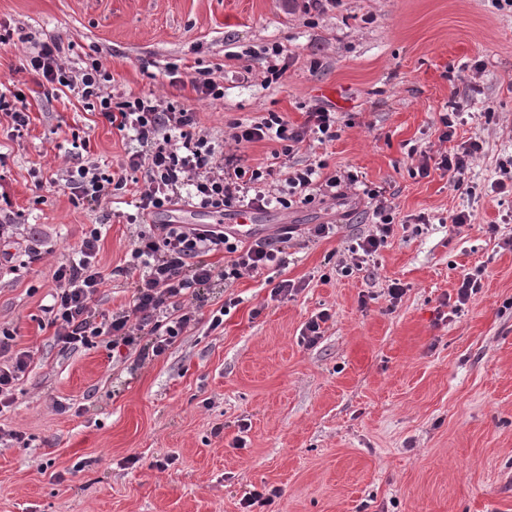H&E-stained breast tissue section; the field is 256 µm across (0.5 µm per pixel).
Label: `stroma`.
Returning <instances> with one entry per match:
<instances>
[{
	"label": "stroma",
	"instance_id": "35a3bbf8",
	"mask_svg": "<svg viewBox=\"0 0 512 512\" xmlns=\"http://www.w3.org/2000/svg\"><path fill=\"white\" fill-rule=\"evenodd\" d=\"M0 33V85L31 109L20 134L0 113V224L12 227L0 238V330L33 357L0 405V428L23 437L0 444V512H243L264 487L278 495L261 512H512V192L498 189L512 161V0H338L322 12L304 0H0ZM52 35L70 45L66 65L101 63L105 92L194 108L199 134L227 152L234 121L282 112L300 125L325 106L346 127L289 163L357 170L364 186L261 211L241 242L296 225L285 265L205 288L162 355L118 356L106 337L66 347L45 307L91 227L106 278L97 318L124 309L139 277L118 273L139 230L132 194L90 204L67 179L83 165L118 170L137 143L22 72ZM275 43L288 68L273 81ZM198 62L223 103L198 98ZM326 86L342 101L320 96ZM455 105L464 122L440 142ZM473 140L482 150L454 190L436 164ZM379 186L393 232L362 269L343 270L372 231L363 191ZM310 224L337 231L310 239ZM469 272L480 286L455 307ZM284 279L297 292L271 299Z\"/></svg>",
	"mask_w": 512,
	"mask_h": 512
}]
</instances>
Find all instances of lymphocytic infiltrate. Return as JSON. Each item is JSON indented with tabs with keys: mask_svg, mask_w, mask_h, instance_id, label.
Returning <instances> with one entry per match:
<instances>
[{
	"mask_svg": "<svg viewBox=\"0 0 512 512\" xmlns=\"http://www.w3.org/2000/svg\"><path fill=\"white\" fill-rule=\"evenodd\" d=\"M64 43L50 38L38 43L26 60L27 70L41 76L58 93L70 92L84 104L96 107L118 131L130 132L139 144L127 158L126 172L107 174L96 166L79 167L69 185L80 200L112 197L127 185L128 172L140 173L144 187L135 200L138 218L171 212L182 198L195 206L223 214L238 208L263 210L276 203L283 208L308 205L315 200L340 199L359 181L347 171L321 175L309 164L278 179L274 167L245 165L241 156L217 155L206 136L193 134L196 114L181 105H163L148 95L112 97L102 91L108 76L98 63H90L72 76L61 61ZM236 145L272 142L273 158L287 159L298 152L307 137L335 140L341 119L324 107L312 108L303 125L292 126L279 112L257 121L234 124ZM375 228L358 242L365 255L375 254L392 232L393 207L383 191L368 190ZM100 235L91 230L80 248L78 261L63 264L55 272L58 288L45 308L58 340L71 348H90L108 336L113 347H134L148 341L153 355H161L195 319L193 303L212 282L232 284L259 273L266 266L283 264L285 247L241 246L221 224H153L140 231L128 261L141 269L125 309L111 318L94 322L92 306L105 279L96 257ZM222 252L223 266L209 263L208 255Z\"/></svg>",
	"mask_w": 512,
	"mask_h": 512,
	"instance_id": "obj_1",
	"label": "lymphocytic infiltrate"
}]
</instances>
